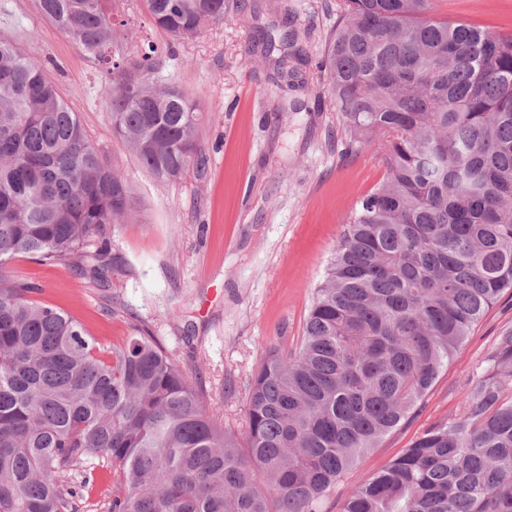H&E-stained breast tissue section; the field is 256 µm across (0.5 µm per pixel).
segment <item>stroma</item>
<instances>
[{
	"instance_id": "stroma-1",
	"label": "stroma",
	"mask_w": 512,
	"mask_h": 512,
	"mask_svg": "<svg viewBox=\"0 0 512 512\" xmlns=\"http://www.w3.org/2000/svg\"><path fill=\"white\" fill-rule=\"evenodd\" d=\"M226 19L196 38L172 42L154 28L143 0H114L127 20L129 51L144 40L172 47L165 72L200 103L199 143L208 162L162 182L143 169L112 133L110 77L76 42L41 17L35 0H0V38L44 65L80 119L103 161L133 191L132 215L108 230L112 262L101 282L72 262L21 256L4 269L36 286L35 300L71 314L105 349L122 345L134 314L157 336L226 423L244 427L245 389L272 343L292 346L315 286L356 202L382 179L380 141L343 153L340 112L323 95L314 66L341 0H288L296 25L309 32L302 88L280 87L275 58L258 47L260 32L282 28L275 0H227ZM440 20L512 34V0H433ZM512 291L474 325L404 424L370 449L326 499L341 512L348 491L378 472L426 428L462 410L467 380L505 326ZM236 393L224 395L225 378ZM93 482L78 512H109L112 470L93 462Z\"/></svg>"
}]
</instances>
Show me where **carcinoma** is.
Here are the masks:
<instances>
[{
  "mask_svg": "<svg viewBox=\"0 0 512 512\" xmlns=\"http://www.w3.org/2000/svg\"><path fill=\"white\" fill-rule=\"evenodd\" d=\"M176 39L225 0H144ZM431 0H342L319 63L355 150L385 173L342 225L296 348H266L245 427H227L141 321L110 351L0 271V512H77L73 474L112 468L110 512H321L407 419L472 327L512 290V35L430 16ZM108 65L114 135L161 181L203 167L198 103L151 41L119 44L112 0H37ZM295 27L264 36L282 74ZM132 192L40 64L0 39V266L76 260L103 281L107 226ZM342 512H512V326L473 369L459 417L423 431L352 488Z\"/></svg>",
  "mask_w": 512,
  "mask_h": 512,
  "instance_id": "carcinoma-1",
  "label": "carcinoma"
}]
</instances>
